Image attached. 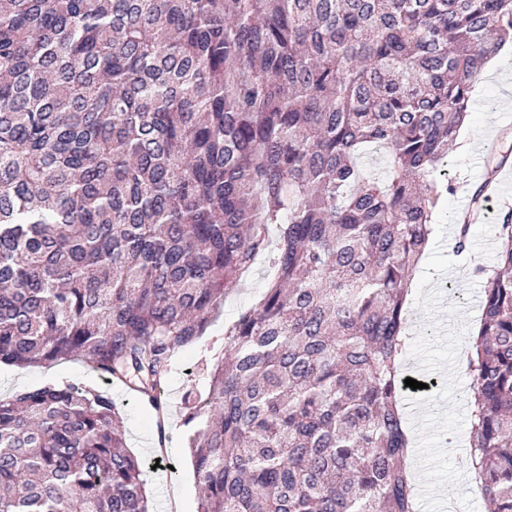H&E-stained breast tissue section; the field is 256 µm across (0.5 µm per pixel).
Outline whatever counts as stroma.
Instances as JSON below:
<instances>
[{
    "label": "stroma",
    "mask_w": 512,
    "mask_h": 512,
    "mask_svg": "<svg viewBox=\"0 0 512 512\" xmlns=\"http://www.w3.org/2000/svg\"><path fill=\"white\" fill-rule=\"evenodd\" d=\"M461 132L475 148L466 155L454 149L449 152L448 179L455 190L440 209L433 245L413 275L405 330L407 355L413 356L427 375L439 380L438 388L418 394L423 406L420 416L405 417L410 441L407 457L415 463L413 481L422 512H439L441 508L430 499L431 488L463 479L459 452L467 448L471 428L466 399L469 378L463 374L447 381L442 371L455 362L456 349L465 334L462 316L474 322L480 319L482 282L474 276L473 268L494 269L500 216L512 210V199L506 196L507 190H512V162L501 168L489 165L491 156L512 147V65L504 71L481 70L473 88L468 122ZM485 181L492 183L494 192L471 228L470 251L456 254L452 229L459 215L472 210V192ZM269 274L267 263L257 260L238 288L225 295L205 335L173 357L164 384V415L136 400L124 386L107 383L78 357L37 368L0 363V397L10 399L44 386L67 384L111 395L122 410L126 445L145 464L143 479L154 512H167L165 490L171 485L182 492L181 512H197L199 486L187 447L183 399L189 390L206 388L212 365L224 357L225 323L257 305ZM156 440L165 447L167 464L155 469L150 444Z\"/></svg>",
    "instance_id": "1"
}]
</instances>
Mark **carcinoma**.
I'll return each instance as SVG.
<instances>
[{
    "mask_svg": "<svg viewBox=\"0 0 512 512\" xmlns=\"http://www.w3.org/2000/svg\"><path fill=\"white\" fill-rule=\"evenodd\" d=\"M509 39L512 0H0V363L81 356L159 408L266 255L184 416L197 512H418L410 277ZM474 273L467 462L512 512L511 211ZM0 512H150L110 395L0 398Z\"/></svg>",
    "mask_w": 512,
    "mask_h": 512,
    "instance_id": "1",
    "label": "carcinoma"
}]
</instances>
